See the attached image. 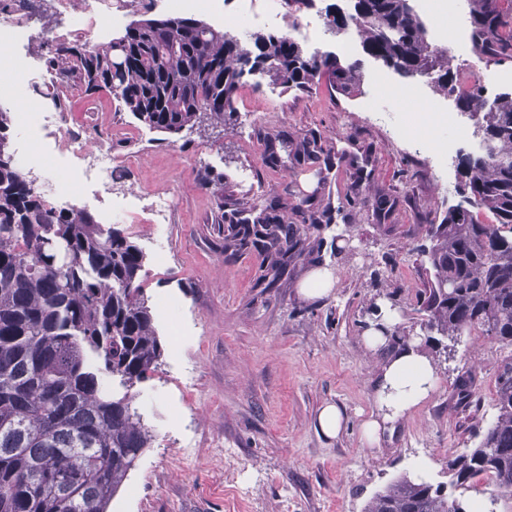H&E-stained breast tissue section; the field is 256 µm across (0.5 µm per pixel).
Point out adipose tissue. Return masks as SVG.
Returning <instances> with one entry per match:
<instances>
[{
    "label": "adipose tissue",
    "instance_id": "ef3b65f1",
    "mask_svg": "<svg viewBox=\"0 0 512 512\" xmlns=\"http://www.w3.org/2000/svg\"><path fill=\"white\" fill-rule=\"evenodd\" d=\"M393 323V314L386 311L363 333L368 348L387 351L374 382V410L361 424V436L372 448L380 447L384 436L393 433L396 424L422 403L437 383L436 366L420 339L391 345L386 331Z\"/></svg>",
    "mask_w": 512,
    "mask_h": 512
}]
</instances>
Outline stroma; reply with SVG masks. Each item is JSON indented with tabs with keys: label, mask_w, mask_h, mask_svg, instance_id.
Segmentation results:
<instances>
[{
	"label": "stroma",
	"mask_w": 512,
	"mask_h": 512,
	"mask_svg": "<svg viewBox=\"0 0 512 512\" xmlns=\"http://www.w3.org/2000/svg\"><path fill=\"white\" fill-rule=\"evenodd\" d=\"M360 91L345 96L326 84L284 90L268 77H247L237 95V120L162 137L119 107L108 92L76 99L93 126L112 137L118 160L111 194L73 192L68 206L116 228L144 255L143 287L163 354L134 389L133 401L153 435L114 497L110 512H362L390 479L425 470L447 481L448 453L474 442L495 417V373L512 347L485 336L462 337L454 359L436 354L420 327L415 294L428 275L420 252L423 227L455 205L461 157L479 156L480 139L430 124L438 98L431 76L412 82L416 101L393 95L404 79L363 50ZM448 133L450 152L422 142ZM289 145L316 139L335 165L325 181L286 159L268 167L269 139ZM221 174L220 185L202 176ZM169 196L168 223L155 224L147 205ZM328 207L333 227L350 237L343 249L324 243L322 263L338 273L326 296L309 300L298 283L260 293L256 255L224 256L219 197L244 205L277 200L293 210L305 194ZM392 208L376 214L375 197ZM395 304L400 335L422 338L433 352V392L369 447L360 425L374 408L372 380L381 353L361 339L377 309ZM475 369L476 403L457 404L459 374ZM340 406L347 426L325 438L316 426L324 404Z\"/></svg>",
	"instance_id": "obj_1"
}]
</instances>
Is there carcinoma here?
<instances>
[{
  "mask_svg": "<svg viewBox=\"0 0 512 512\" xmlns=\"http://www.w3.org/2000/svg\"><path fill=\"white\" fill-rule=\"evenodd\" d=\"M473 48L512 58V0H468ZM353 24L363 50L400 76L439 72L437 91L481 115L492 149L462 160L461 201L425 225L432 272L416 294L423 328L457 343L487 336L512 345V93L487 104L481 86L463 89L447 55L428 43L410 0H355L330 31ZM48 64L66 88L109 92L151 130L178 135L207 120L236 121L244 79L266 75L284 89L322 81L333 91L359 87V63L305 51L287 35L241 38L192 17L128 24L95 47L49 48ZM10 112L0 107V512H108L152 436L132 389L157 368L162 345L143 288L144 255L123 232L88 212L55 206L18 167ZM497 223L484 224L477 209ZM293 221L275 204L253 206L224 225V254L254 253L256 287L276 292L300 263L322 262L326 212ZM118 382L117 396L105 384ZM471 371L458 378L457 402L470 403ZM494 420L473 447L448 455L444 492L425 475L390 480L363 512H470L471 481L492 480L490 499H512V356L495 376Z\"/></svg>",
  "mask_w": 512,
  "mask_h": 512,
  "instance_id": "obj_1",
  "label": "carcinoma"
}]
</instances>
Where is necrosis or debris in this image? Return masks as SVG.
<instances>
[{"mask_svg":"<svg viewBox=\"0 0 512 512\" xmlns=\"http://www.w3.org/2000/svg\"><path fill=\"white\" fill-rule=\"evenodd\" d=\"M126 0H54L55 16L60 27L57 35L36 27L35 0H0V87L23 86L25 102L37 100L40 84L52 83L55 72L46 63L44 46L50 38L78 40L95 46L105 42L124 18ZM66 100H52L47 112L25 113L24 119L33 135H40L50 124L61 125V150L76 158L77 166L66 170L59 179L50 175V164L44 151L26 149L21 153L25 166L39 174V189L58 198L67 197L74 188L93 184L111 188L114 167L112 147L103 145L92 153L87 126L73 112Z\"/></svg>","mask_w":512,"mask_h":512,"instance_id":"obj_1","label":"necrosis or debris"}]
</instances>
